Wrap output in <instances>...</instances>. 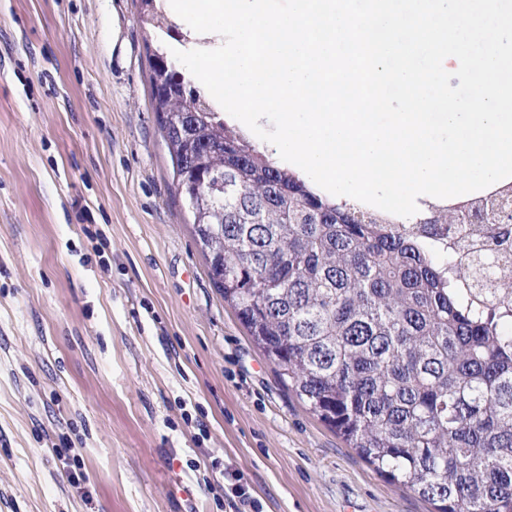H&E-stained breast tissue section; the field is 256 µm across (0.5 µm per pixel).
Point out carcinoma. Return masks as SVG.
<instances>
[{
	"label": "carcinoma",
	"mask_w": 512,
	"mask_h": 512,
	"mask_svg": "<svg viewBox=\"0 0 512 512\" xmlns=\"http://www.w3.org/2000/svg\"><path fill=\"white\" fill-rule=\"evenodd\" d=\"M152 97L210 277L280 380L437 512H512V191L403 221L282 167L183 77ZM215 175L230 188L197 191ZM422 224L456 243L434 251Z\"/></svg>",
	"instance_id": "obj_1"
}]
</instances>
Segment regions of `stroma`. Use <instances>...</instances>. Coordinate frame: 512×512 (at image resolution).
Listing matches in <instances>:
<instances>
[{
	"label": "stroma",
	"mask_w": 512,
	"mask_h": 512,
	"mask_svg": "<svg viewBox=\"0 0 512 512\" xmlns=\"http://www.w3.org/2000/svg\"><path fill=\"white\" fill-rule=\"evenodd\" d=\"M140 11L0 0V512H435L304 406L214 286Z\"/></svg>",
	"instance_id": "35a3bbf8"
}]
</instances>
